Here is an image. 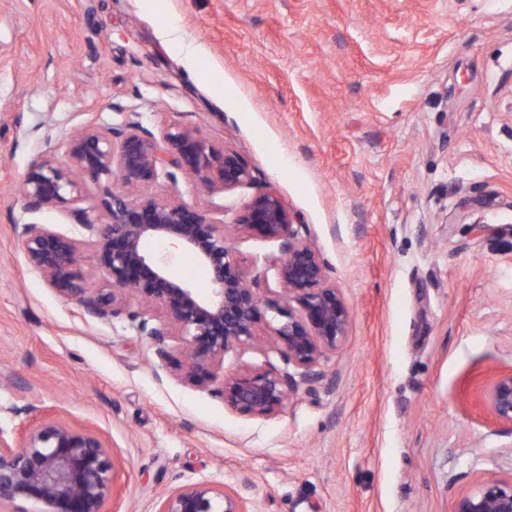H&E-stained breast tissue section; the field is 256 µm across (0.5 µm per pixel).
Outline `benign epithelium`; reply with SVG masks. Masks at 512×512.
<instances>
[{
	"instance_id": "1",
	"label": "benign epithelium",
	"mask_w": 512,
	"mask_h": 512,
	"mask_svg": "<svg viewBox=\"0 0 512 512\" xmlns=\"http://www.w3.org/2000/svg\"><path fill=\"white\" fill-rule=\"evenodd\" d=\"M65 145L64 157L39 155L30 163L22 197L29 211L38 212L80 201L87 182H112L97 207L76 210L79 225L97 237L92 262L102 287H89L75 239L42 224H22L27 260L50 287L101 317L120 314L124 292H135L158 308L159 324L149 325L139 311L128 316L140 319L139 331L153 339L163 358L169 357L167 340L181 337L184 359L172 362L173 372L201 388L217 383L216 369L229 352L255 346L260 328L267 327L269 343L292 371L271 367L224 375L215 392L231 411L268 417L283 409L298 383L324 380L321 363L345 342L350 312L280 197L268 190L255 193L231 222L240 233L281 242V255L268 260L283 290L279 302L263 298L234 260L224 223L195 206L139 193L160 181L174 185L180 174L224 194L249 186L254 177L236 151L184 124L168 125L158 140L133 119L112 127L88 122L67 135ZM151 240L194 254L208 270L209 294L199 296L170 272L165 259L150 255ZM489 404L497 421L512 425V369L495 378ZM114 468L100 436L43 418L11 442L0 434V505L23 499L43 504L46 512H101L112 495ZM160 512L244 508L233 496L198 484L167 497ZM453 512H512V483L486 482L461 496Z\"/></svg>"
}]
</instances>
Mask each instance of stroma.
I'll return each mask as SVG.
<instances>
[{
    "label": "stroma",
    "instance_id": "stroma-1",
    "mask_svg": "<svg viewBox=\"0 0 512 512\" xmlns=\"http://www.w3.org/2000/svg\"><path fill=\"white\" fill-rule=\"evenodd\" d=\"M132 112L157 136L199 127L255 179L153 194L219 221L274 191L350 311L324 383L273 416L225 408L127 314H89L26 260L16 227L35 222L90 271L74 207L29 212L20 186L74 128ZM232 246L280 299V243ZM151 249L209 293L192 254ZM511 367L512 0H0V434L48 414L100 433L116 463L102 512H158L194 484L247 512H452L512 481V426L487 399Z\"/></svg>",
    "mask_w": 512,
    "mask_h": 512
}]
</instances>
